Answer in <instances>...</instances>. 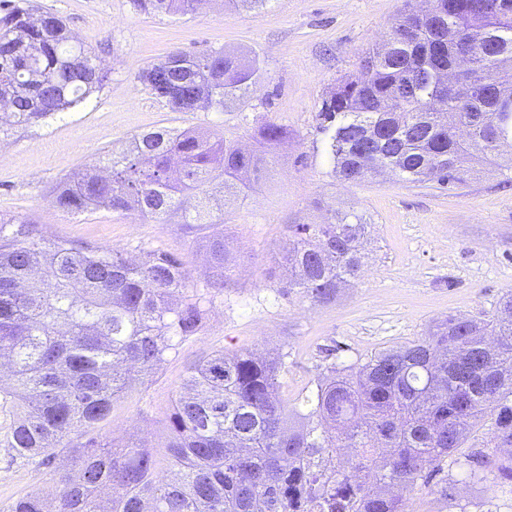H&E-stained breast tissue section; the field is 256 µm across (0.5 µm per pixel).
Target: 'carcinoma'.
<instances>
[{"label": "carcinoma", "mask_w": 512, "mask_h": 512, "mask_svg": "<svg viewBox=\"0 0 512 512\" xmlns=\"http://www.w3.org/2000/svg\"><path fill=\"white\" fill-rule=\"evenodd\" d=\"M199 0H133L148 14L186 16ZM257 61L224 51H181L142 69L139 81L175 111L222 112L258 78ZM95 51L64 20L33 17L14 2L0 17V102L10 134L83 102L106 81ZM512 0H424L401 14L364 52L358 69L322 99L317 120L336 178L361 184L387 176L403 185L466 183L480 167L512 174ZM288 127L273 121L245 150L218 134L160 128L136 134L122 155L52 186L64 213L124 211L142 222L203 230L224 223L215 195L232 206L269 174ZM367 225L339 213L297 224L282 247V294L312 305L334 301L358 280ZM214 283L231 262L224 235L207 237ZM184 262L151 252L139 264L78 246L23 218L0 217V355L9 376L0 408L10 413L12 460L47 469L52 512H406L387 492L443 470L469 434L483 448L463 455L470 474L486 448H512V294L478 318L438 319L427 336L365 363L327 368L295 406L279 393L288 353L214 352L188 371L160 450L97 434L134 381L145 379L205 314L188 294ZM351 458L333 472L324 457ZM72 464L53 467L57 457ZM512 487V458L495 461ZM8 512H47L27 492Z\"/></svg>", "instance_id": "obj_1"}]
</instances>
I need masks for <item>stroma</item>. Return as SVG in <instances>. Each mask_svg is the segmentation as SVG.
Here are the masks:
<instances>
[{"instance_id":"35a3bbf8","label":"stroma","mask_w":512,"mask_h":512,"mask_svg":"<svg viewBox=\"0 0 512 512\" xmlns=\"http://www.w3.org/2000/svg\"><path fill=\"white\" fill-rule=\"evenodd\" d=\"M34 14L61 16L76 40L95 50L108 78L79 105L28 129L13 130L0 158V215L28 217L40 228L79 244L122 253L132 261L153 251L186 261L189 286L208 291L207 314L193 336L169 355L152 380L134 386L102 429L118 441L162 448L166 415L194 362L215 351L288 355L281 390L289 398L314 388L329 366L353 365L375 351L425 336L433 319L493 311L512 292V182L480 175L440 190L387 179L337 180L316 115L323 97L352 73L363 52L401 12L421 0H271L261 10L205 0L193 14L171 18L136 10L131 0H29ZM258 59L260 76L247 93L217 112H178L156 101L137 79L174 50H215ZM286 125L291 138L266 181L241 205L229 207L223 233L234 260L223 288L212 286L202 235L177 223H143L99 210L69 216L50 197L52 186L82 172L138 133L189 129L250 145L256 122ZM349 212L368 224L367 264L335 301L313 306L281 293L273 256L294 225L319 224ZM53 486L48 472L12 463L0 442V512L18 495ZM448 496H441V488ZM407 512H512V488L493 472L470 482L449 461L434 484L402 492Z\"/></svg>"}]
</instances>
